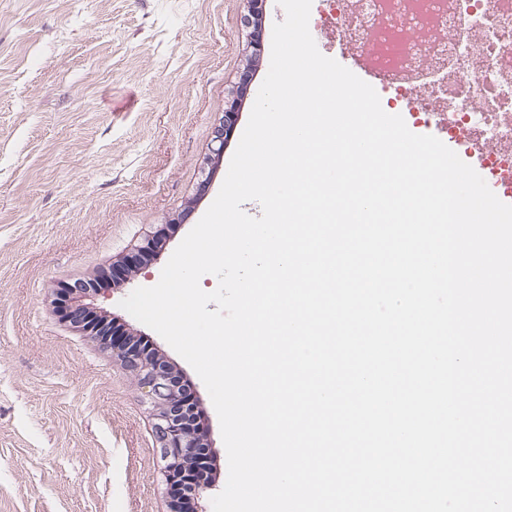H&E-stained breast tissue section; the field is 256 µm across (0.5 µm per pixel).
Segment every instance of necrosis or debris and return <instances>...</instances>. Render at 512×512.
Wrapping results in <instances>:
<instances>
[{
    "label": "necrosis or debris",
    "instance_id": "4bbe7bcc",
    "mask_svg": "<svg viewBox=\"0 0 512 512\" xmlns=\"http://www.w3.org/2000/svg\"><path fill=\"white\" fill-rule=\"evenodd\" d=\"M340 35L355 34L361 61L376 76L383 108L416 124L441 126L458 153L477 158L494 192H512V0H321ZM424 89L443 107L415 105Z\"/></svg>",
    "mask_w": 512,
    "mask_h": 512
}]
</instances>
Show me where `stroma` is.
Returning a JSON list of instances; mask_svg holds the SVG:
<instances>
[{"label": "stroma", "mask_w": 512, "mask_h": 512, "mask_svg": "<svg viewBox=\"0 0 512 512\" xmlns=\"http://www.w3.org/2000/svg\"><path fill=\"white\" fill-rule=\"evenodd\" d=\"M248 10V0H0V512H167L154 410L136 377L48 307L52 287L108 273L169 224L150 277L75 302L146 337L190 380L212 491L225 486L203 382L120 302L158 283L211 205L201 181H224L238 138L204 174L215 128L233 105L246 127L267 74Z\"/></svg>", "instance_id": "stroma-1"}]
</instances>
